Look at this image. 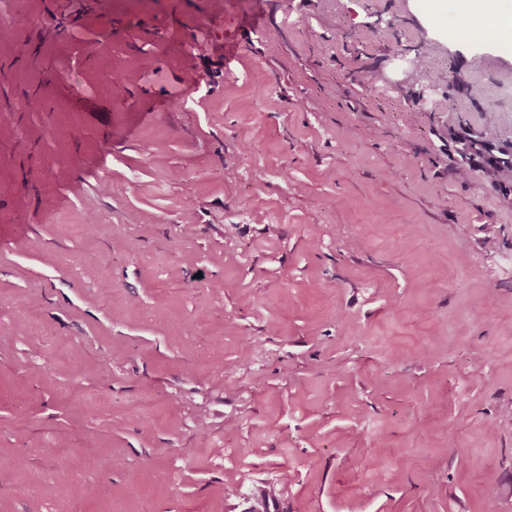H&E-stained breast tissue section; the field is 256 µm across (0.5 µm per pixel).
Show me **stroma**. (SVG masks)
<instances>
[{
  "mask_svg": "<svg viewBox=\"0 0 512 512\" xmlns=\"http://www.w3.org/2000/svg\"><path fill=\"white\" fill-rule=\"evenodd\" d=\"M459 5L0 0V512H512V53Z\"/></svg>",
  "mask_w": 512,
  "mask_h": 512,
  "instance_id": "obj_1",
  "label": "stroma"
}]
</instances>
